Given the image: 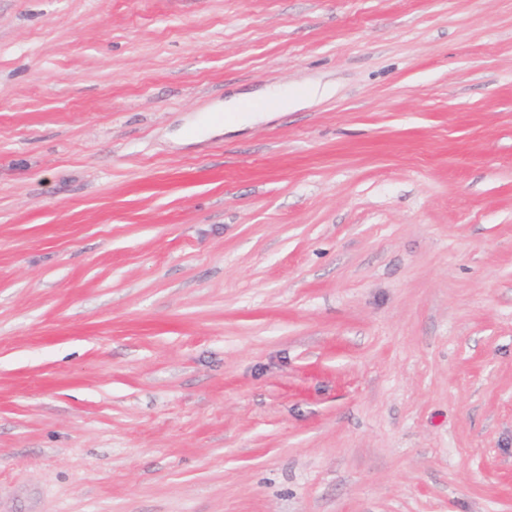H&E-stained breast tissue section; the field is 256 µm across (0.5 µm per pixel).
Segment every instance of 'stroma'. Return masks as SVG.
Returning <instances> with one entry per match:
<instances>
[{
    "instance_id": "obj_1",
    "label": "stroma",
    "mask_w": 512,
    "mask_h": 512,
    "mask_svg": "<svg viewBox=\"0 0 512 512\" xmlns=\"http://www.w3.org/2000/svg\"><path fill=\"white\" fill-rule=\"evenodd\" d=\"M0 512H512V0H0Z\"/></svg>"
}]
</instances>
